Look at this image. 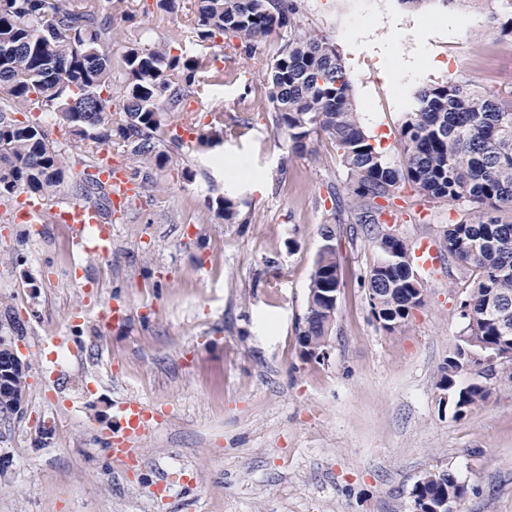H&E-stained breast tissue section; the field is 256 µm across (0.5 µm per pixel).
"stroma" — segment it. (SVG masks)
I'll list each match as a JSON object with an SVG mask.
<instances>
[{
  "label": "stroma",
  "instance_id": "stroma-1",
  "mask_svg": "<svg viewBox=\"0 0 512 512\" xmlns=\"http://www.w3.org/2000/svg\"><path fill=\"white\" fill-rule=\"evenodd\" d=\"M302 11L343 52L365 126L388 152L398 150L403 89L456 78L512 99V39L482 35L480 12H412L396 0H302ZM111 13L124 32L112 44L116 66L128 38L146 30L174 46L188 23L156 0H112ZM456 42L468 53L462 66L448 52ZM391 48L409 67L387 82L379 71ZM269 53L266 42L249 57L232 42L208 46L210 68L184 106L204 97L211 110L199 123L222 114L224 141L172 149L157 187L113 211L111 257L77 251L67 228L0 223V335L28 365L23 414L0 416L9 461L0 512H158L164 481L173 484L166 512H411L414 483L433 470L467 486L463 512H512V392L494 390L462 419L439 405L438 371L464 326L457 265L421 270L423 306L385 332L359 284L379 251L338 225L330 357L303 359L297 326L319 228L330 187L346 175L329 139L296 156L275 132L262 77ZM427 54L436 66L414 68ZM220 196L237 201L235 223L209 209ZM398 204L390 228L413 246L460 217L407 186ZM111 301L130 316L101 343L92 326ZM57 336L76 359L53 378ZM126 399L165 411L128 470L102 449Z\"/></svg>",
  "mask_w": 512,
  "mask_h": 512
}]
</instances>
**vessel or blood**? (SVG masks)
Here are the masks:
<instances>
[{"label":"vessel or blood","mask_w":512,"mask_h":512,"mask_svg":"<svg viewBox=\"0 0 512 512\" xmlns=\"http://www.w3.org/2000/svg\"><path fill=\"white\" fill-rule=\"evenodd\" d=\"M96 168L100 179L106 184L119 185L121 194L113 195L114 203L121 204L126 200L125 194L130 191L131 184L125 169L117 163L109 150H101L96 159ZM51 215L54 223L73 227L77 233L75 243L80 247H91L93 253L107 256L112 250V225L101 219L92 205L74 201L64 208L46 212L45 206L39 202H28L19 213L22 221L29 224L42 223L44 215ZM161 411L150 410L144 403L130 400L118 406V423L112 430L108 450L113 462L122 468L136 464L138 458L130 448L131 440L141 436L153 423L160 421Z\"/></svg>","instance_id":"1"}]
</instances>
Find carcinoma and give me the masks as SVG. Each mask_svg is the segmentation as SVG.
I'll use <instances>...</instances> for the list:
<instances>
[{
	"instance_id": "carcinoma-1",
	"label": "carcinoma",
	"mask_w": 512,
	"mask_h": 512,
	"mask_svg": "<svg viewBox=\"0 0 512 512\" xmlns=\"http://www.w3.org/2000/svg\"><path fill=\"white\" fill-rule=\"evenodd\" d=\"M103 0H0V220L26 193L53 201L67 185L104 219L112 217L111 189L89 172L97 153L115 147L143 169L140 188L170 161L166 115L183 111L198 72L201 50L216 38L238 41L245 55L275 38L264 82L276 133L289 150L314 156L325 136L346 174L345 191L330 188L331 208L320 227L318 250L298 336H329L341 290L334 245L336 225L361 224L378 241L379 260L361 276L371 312L386 332L403 327L423 305L421 283L409 276L411 248L380 229L406 184L424 199L463 208L468 218L446 226L441 249L470 279L460 303L464 328L440 368L437 389L453 417L488 401L492 384L512 391V361L491 358L512 350V222L491 216L512 213V100L467 81L441 80L408 92L399 128L397 158L386 157L357 111L353 80L336 42L306 26L299 0H191L184 50L136 39L112 68V16ZM417 11L442 7L480 10L495 0H397ZM487 15L485 32L512 37V0ZM22 114L24 119L16 118ZM69 129L73 141L52 138L42 117ZM224 139L220 120L197 136L202 147ZM470 375L466 383L459 381ZM467 486L452 474L429 471L412 488L420 512H460Z\"/></svg>"
}]
</instances>
